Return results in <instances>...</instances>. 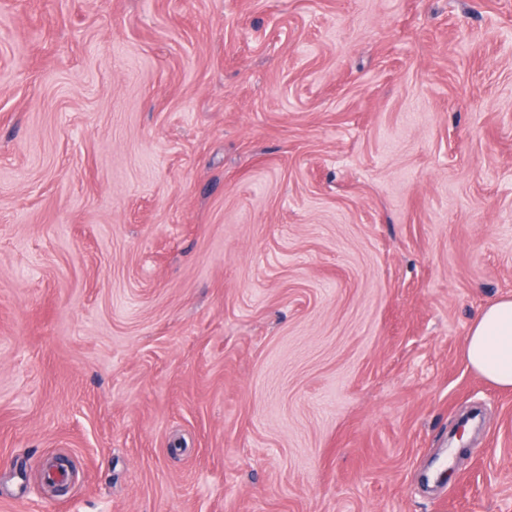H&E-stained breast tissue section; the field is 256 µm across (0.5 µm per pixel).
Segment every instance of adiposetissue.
<instances>
[{
    "instance_id": "ef3b65f1",
    "label": "adipose tissue",
    "mask_w": 512,
    "mask_h": 512,
    "mask_svg": "<svg viewBox=\"0 0 512 512\" xmlns=\"http://www.w3.org/2000/svg\"><path fill=\"white\" fill-rule=\"evenodd\" d=\"M469 366L491 383L512 387V299L494 301L471 324L464 346Z\"/></svg>"
}]
</instances>
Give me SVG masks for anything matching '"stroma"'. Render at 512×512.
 <instances>
[{"mask_svg":"<svg viewBox=\"0 0 512 512\" xmlns=\"http://www.w3.org/2000/svg\"><path fill=\"white\" fill-rule=\"evenodd\" d=\"M511 296L512 0H0V512H512ZM464 356L478 375L491 383L512 387V299L494 301L471 324Z\"/></svg>","mask_w":512,"mask_h":512,"instance_id":"obj_1","label":"stroma"}]
</instances>
